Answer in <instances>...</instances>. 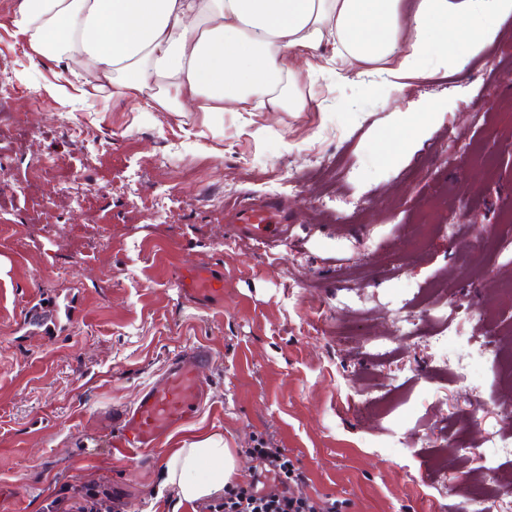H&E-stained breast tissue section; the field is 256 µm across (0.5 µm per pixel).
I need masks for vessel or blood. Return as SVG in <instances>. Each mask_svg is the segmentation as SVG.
Here are the masks:
<instances>
[{"instance_id":"b4317fda","label":"vessel or blood","mask_w":512,"mask_h":512,"mask_svg":"<svg viewBox=\"0 0 512 512\" xmlns=\"http://www.w3.org/2000/svg\"><path fill=\"white\" fill-rule=\"evenodd\" d=\"M224 212L239 235L268 242L275 241L288 222L287 210L267 200H237L225 204ZM177 288L183 300L194 304L219 301L224 297V276L209 266L186 267L177 277ZM211 356L203 346L175 355L131 407L97 413L96 429L111 434L118 454L156 450L207 403L210 385L201 370Z\"/></svg>"}]
</instances>
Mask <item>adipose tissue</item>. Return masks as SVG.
<instances>
[{"label":"adipose tissue","mask_w":512,"mask_h":512,"mask_svg":"<svg viewBox=\"0 0 512 512\" xmlns=\"http://www.w3.org/2000/svg\"><path fill=\"white\" fill-rule=\"evenodd\" d=\"M511 17L512 0H14L9 21L57 66L63 101L145 96L156 111L220 115L306 111L300 81L326 66L378 64L394 88L428 61L455 72ZM298 49L312 58L302 74ZM238 472L234 450L205 438L170 449L161 476L179 501L206 503Z\"/></svg>","instance_id":"adipose-tissue-1"}]
</instances>
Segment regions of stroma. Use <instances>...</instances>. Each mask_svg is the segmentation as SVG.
<instances>
[{"instance_id": "stroma-1", "label": "stroma", "mask_w": 512, "mask_h": 512, "mask_svg": "<svg viewBox=\"0 0 512 512\" xmlns=\"http://www.w3.org/2000/svg\"><path fill=\"white\" fill-rule=\"evenodd\" d=\"M0 0V512H203L161 489L166 448L198 438L285 449L296 494L340 512H512V18L454 74L397 89L301 80L304 112H150L61 104ZM425 136L387 160L400 113ZM286 204L288 238L236 236L228 200ZM479 244L480 261L459 259ZM224 273L181 300L178 268ZM448 338L440 359L434 335ZM204 344L211 401L165 448L94 446L98 410L133 405ZM473 352L465 381L458 354Z\"/></svg>"}]
</instances>
